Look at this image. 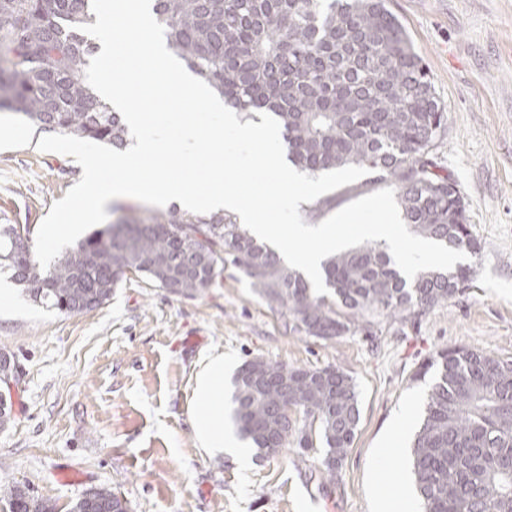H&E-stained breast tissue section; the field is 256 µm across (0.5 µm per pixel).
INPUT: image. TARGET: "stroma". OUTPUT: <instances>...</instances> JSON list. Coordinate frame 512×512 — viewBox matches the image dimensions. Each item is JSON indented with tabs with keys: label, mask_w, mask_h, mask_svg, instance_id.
<instances>
[{
	"label": "stroma",
	"mask_w": 512,
	"mask_h": 512,
	"mask_svg": "<svg viewBox=\"0 0 512 512\" xmlns=\"http://www.w3.org/2000/svg\"><path fill=\"white\" fill-rule=\"evenodd\" d=\"M429 70L448 116L437 150L481 245L467 257V288L415 320H380L372 334L332 339L295 334L232 265L201 294L175 295L125 274L101 307L61 314L13 287L0 311V352L18 365L13 420L0 429V488L18 485L56 512L92 487L122 495L130 512H377L380 496L410 480L396 421H419L429 381L416 371L446 348L512 359V0H389ZM40 131L0 111V224L38 229L83 174L73 157L43 153ZM363 176L299 206L315 226L379 191ZM224 356L232 379L247 360L344 371L355 380L361 420L333 481L317 454L297 446L247 466L196 438V376Z\"/></svg>",
	"instance_id": "stroma-1"
}]
</instances>
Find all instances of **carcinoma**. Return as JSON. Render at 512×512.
<instances>
[{
  "mask_svg": "<svg viewBox=\"0 0 512 512\" xmlns=\"http://www.w3.org/2000/svg\"><path fill=\"white\" fill-rule=\"evenodd\" d=\"M169 47L238 112L280 124L287 159L316 176L364 167L397 190L403 220L421 237L477 256L466 205L437 171L447 133L422 58L387 0H154ZM91 0H0V110L45 131L121 150L128 127L88 84L95 53L79 26ZM29 225L0 224V274L64 314L107 302L127 272L171 293L194 296L229 262L289 329L331 338L367 333L376 321L405 323L453 298L471 268L427 270L408 280L380 243L326 257L318 294L300 272L222 213L131 215L65 248L46 268L18 248ZM410 465L422 512H512V360L466 347L440 351ZM233 421L263 457L291 444L322 451L327 480L347 457L360 423L351 376L331 367H288L253 359L232 377ZM0 498L22 512L50 503L19 486Z\"/></svg>",
  "mask_w": 512,
  "mask_h": 512,
  "instance_id": "obj_1",
  "label": "carcinoma"
}]
</instances>
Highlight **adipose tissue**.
<instances>
[{
  "mask_svg": "<svg viewBox=\"0 0 512 512\" xmlns=\"http://www.w3.org/2000/svg\"><path fill=\"white\" fill-rule=\"evenodd\" d=\"M195 399L200 410L193 423L198 439L206 448L216 453H226L239 462H247L246 449L240 448L229 431L217 423L216 416L224 404V359L215 357L199 374Z\"/></svg>",
  "mask_w": 512,
  "mask_h": 512,
  "instance_id": "obj_1",
  "label": "adipose tissue"
}]
</instances>
